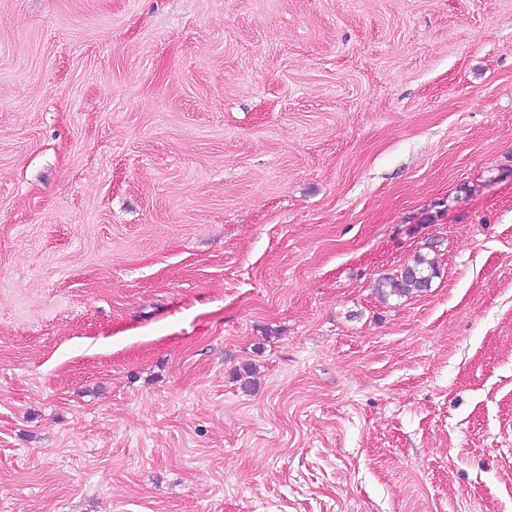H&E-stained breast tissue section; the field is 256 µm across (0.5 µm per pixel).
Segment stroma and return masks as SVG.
<instances>
[{"mask_svg": "<svg viewBox=\"0 0 512 512\" xmlns=\"http://www.w3.org/2000/svg\"><path fill=\"white\" fill-rule=\"evenodd\" d=\"M0 512H512V0H0ZM439 274V262L436 258L419 255L413 264H407L395 274L380 278L375 288L383 298L408 297L427 291L432 280Z\"/></svg>", "mask_w": 512, "mask_h": 512, "instance_id": "obj_1", "label": "stroma"}]
</instances>
